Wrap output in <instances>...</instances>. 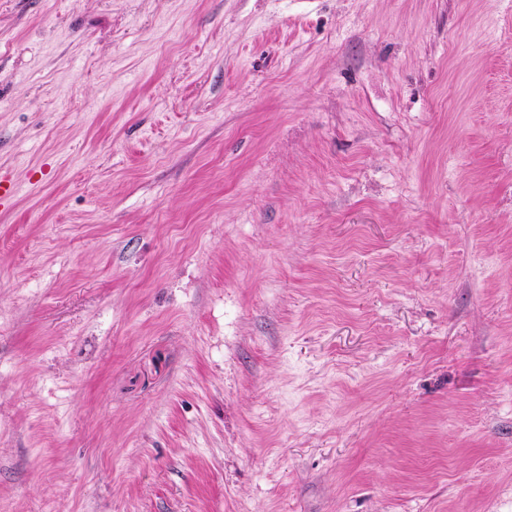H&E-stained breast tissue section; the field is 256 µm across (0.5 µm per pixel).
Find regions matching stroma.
Returning <instances> with one entry per match:
<instances>
[{
  "label": "stroma",
  "instance_id": "1",
  "mask_svg": "<svg viewBox=\"0 0 512 512\" xmlns=\"http://www.w3.org/2000/svg\"><path fill=\"white\" fill-rule=\"evenodd\" d=\"M0 512H512V0H0Z\"/></svg>",
  "mask_w": 512,
  "mask_h": 512
}]
</instances>
